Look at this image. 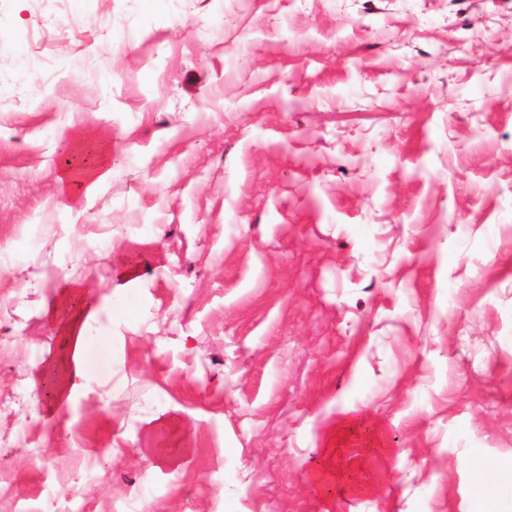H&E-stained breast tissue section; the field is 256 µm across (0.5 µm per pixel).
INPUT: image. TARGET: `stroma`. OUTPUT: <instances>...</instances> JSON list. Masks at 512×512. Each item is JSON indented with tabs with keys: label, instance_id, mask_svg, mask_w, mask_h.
I'll return each instance as SVG.
<instances>
[{
	"label": "stroma",
	"instance_id": "stroma-1",
	"mask_svg": "<svg viewBox=\"0 0 512 512\" xmlns=\"http://www.w3.org/2000/svg\"><path fill=\"white\" fill-rule=\"evenodd\" d=\"M0 33V512H512V0H0ZM79 131L110 173L74 203ZM63 275L110 368L52 416ZM346 413L398 454L328 503ZM362 419L357 415L348 414L328 423L326 425V447L325 456L329 462L335 461L336 447L343 440V435L359 428L362 425Z\"/></svg>",
	"mask_w": 512,
	"mask_h": 512
}]
</instances>
